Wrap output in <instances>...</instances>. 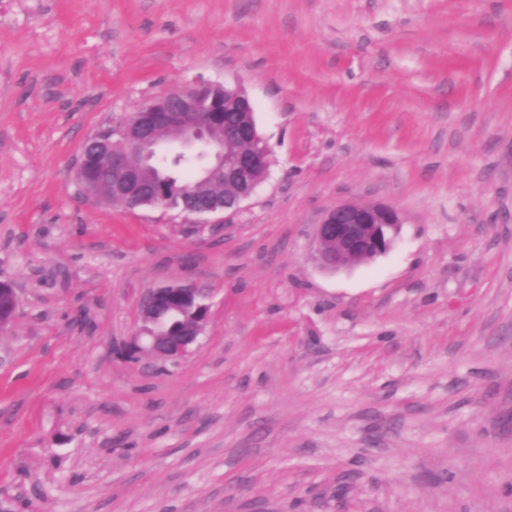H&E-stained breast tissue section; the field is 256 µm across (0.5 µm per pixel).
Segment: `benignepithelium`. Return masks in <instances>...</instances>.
I'll return each instance as SVG.
<instances>
[{
	"label": "benign epithelium",
	"mask_w": 512,
	"mask_h": 512,
	"mask_svg": "<svg viewBox=\"0 0 512 512\" xmlns=\"http://www.w3.org/2000/svg\"><path fill=\"white\" fill-rule=\"evenodd\" d=\"M224 119V145L215 149L209 130L216 127L218 114ZM254 115L252 101L237 87L219 82L196 81L154 97L134 113L121 119L112 142H102L96 150H81L77 180L86 198L100 203L96 183L89 172L105 158V170L112 188L132 202L147 194L153 179L147 167L149 148L175 142L188 152H212L215 162L202 170L201 180L224 187V196L212 197L186 209L190 223L235 212L250 199L269 173L270 149L256 124L243 131L235 114ZM400 218L386 206L344 202L330 209L316 225L313 260L326 272L335 273L388 253L394 246ZM19 306L17 289L0 287V333L15 320ZM191 311L195 321L172 333L164 328L173 314ZM210 320V306L204 289L194 285H173L147 290L140 300L138 326L131 336L137 353H148L164 364L175 366L199 342Z\"/></svg>",
	"instance_id": "7a95c632"
}]
</instances>
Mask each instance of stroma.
I'll return each mask as SVG.
<instances>
[{
	"label": "stroma",
	"instance_id": "obj_1",
	"mask_svg": "<svg viewBox=\"0 0 512 512\" xmlns=\"http://www.w3.org/2000/svg\"><path fill=\"white\" fill-rule=\"evenodd\" d=\"M203 79L267 180L222 225L85 200V138ZM387 254L312 261L336 203ZM0 512H512V0H0ZM208 289L158 372L142 294ZM399 224L398 213L386 206L337 204L316 225L313 260L330 273L374 260L393 248ZM7 286L8 288H1ZM19 306L17 289L10 283L0 282V333L6 331L15 320Z\"/></svg>",
	"mask_w": 512,
	"mask_h": 512
}]
</instances>
